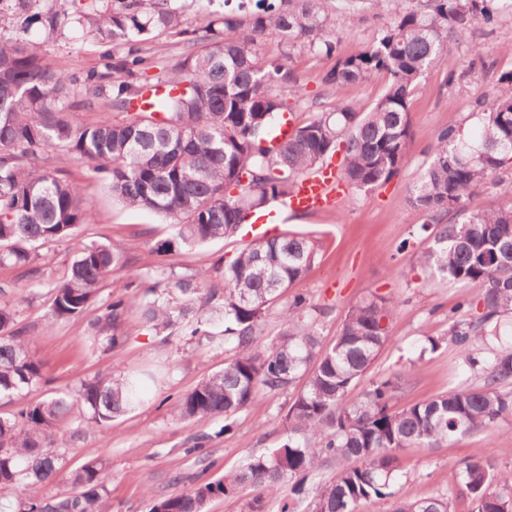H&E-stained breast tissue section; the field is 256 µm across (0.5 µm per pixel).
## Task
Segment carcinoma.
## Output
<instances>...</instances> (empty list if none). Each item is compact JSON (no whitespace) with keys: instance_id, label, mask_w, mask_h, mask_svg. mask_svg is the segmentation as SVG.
Returning a JSON list of instances; mask_svg holds the SVG:
<instances>
[{"instance_id":"carcinoma-1","label":"carcinoma","mask_w":512,"mask_h":512,"mask_svg":"<svg viewBox=\"0 0 512 512\" xmlns=\"http://www.w3.org/2000/svg\"><path fill=\"white\" fill-rule=\"evenodd\" d=\"M502 0H424L397 9L368 48L339 57L323 81L336 93L329 110L294 127L277 145L276 132L289 100L301 88L288 66L267 59V40L303 41L331 56L340 32L315 0H237L212 18L204 33L184 28L180 9L168 0H0V265L24 267L31 251L73 238L89 222L80 188L58 176L54 153L86 164L104 188L127 207L161 214L175 239L200 246L228 240L249 221L286 198L305 176L343 152L340 177L350 187H380L403 167L411 142L410 103L424 76L452 65L461 35L490 21ZM36 30L38 40L25 38ZM69 30L102 46L120 44L86 71L61 72L42 63L40 47ZM175 32L200 49L171 65L151 83L152 61L139 43ZM384 75L387 84L368 108L342 98L352 85ZM95 111L81 123L72 112ZM465 135L450 124L406 203L434 221L423 225L431 244L423 258L448 281L479 287L466 300L477 316L452 323L448 336L483 384L394 407L398 385L373 381L361 398L349 390L390 340L392 300L375 295L353 305L332 344L316 332L319 309L301 293H289L313 267L317 245L307 235L284 233L242 247L224 264L223 284L204 272L158 292L140 288L98 302L100 284L122 261L103 243L77 244L67 275L51 290L55 318L83 315L94 349L124 343L122 326L133 307L165 338L177 334L224 351V368L174 402L182 420L235 416L261 397L288 389L308 374L281 425L284 438L238 471L153 500L149 512H205L215 497L254 493L249 512H264L265 499L281 500L280 512L313 497L309 512H357L363 500L384 503L400 471L398 452L436 446L474 431L494 432L512 416V339L489 324L512 314V182L500 187L503 202L471 210L474 196L512 160V97L497 98L475 113ZM443 214L459 218L436 221ZM14 285H0V401L10 403L45 381L43 365L29 351L26 328L5 300ZM278 333L263 338L271 312ZM497 343L478 359L472 348ZM150 371L108 374L56 390L16 414L0 415V512H100L109 472L97 459L69 473L70 488L48 498H17L29 484L54 481L63 469L57 441L68 416L78 411L100 429L145 403ZM336 477L316 484L323 460ZM463 491L477 512H512V472L468 460ZM393 512H451L446 497L405 498Z\"/></svg>"}]
</instances>
